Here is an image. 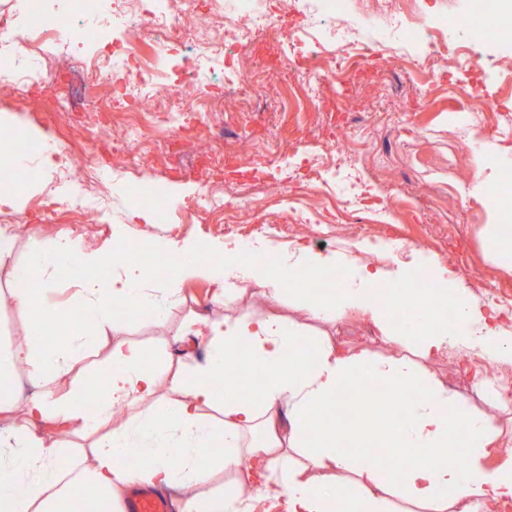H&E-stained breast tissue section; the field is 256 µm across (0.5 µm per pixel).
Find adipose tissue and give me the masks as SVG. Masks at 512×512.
<instances>
[{
	"instance_id": "ef3b65f1",
	"label": "adipose tissue",
	"mask_w": 512,
	"mask_h": 512,
	"mask_svg": "<svg viewBox=\"0 0 512 512\" xmlns=\"http://www.w3.org/2000/svg\"><path fill=\"white\" fill-rule=\"evenodd\" d=\"M125 225H115L114 242L96 251L68 237L33 243L24 266L10 270L11 300L32 331L25 347L0 353V416L8 420L0 443V512H122L136 485L182 493L181 512H237L233 495L204 491L212 476L238 472L239 486L263 484L286 493L289 512H397L396 502L421 512H506L512 507V458H502L496 414L472 407L430 365L452 349L512 368V330L495 310L476 303L463 281L448 275L432 255L419 252L407 263L383 269L338 255L307 250L279 254L277 271L251 250H227L217 242L165 239L159 252L179 255L165 277L132 261L120 246ZM82 274L80 301L95 331L69 330L65 340L46 342L40 323L57 312L49 302L63 267ZM88 267L107 269V279L84 276ZM343 268L336 287L321 288L328 273ZM203 279L226 290L239 284L291 293L298 319L279 316L193 321V335L207 339L204 362L176 373L137 343L116 341L112 373L87 412V388L71 374L75 359L114 326L115 310L126 321L152 310L164 321L168 303L183 284ZM411 310L395 323L392 311ZM354 317L367 322L392 351L344 347L326 336H308L302 319ZM25 365L34 391L21 396L12 370ZM261 369L263 387L253 395L239 384H215L228 370ZM380 382L392 402L389 417L374 416L337 430L320 414L345 386ZM222 406L220 426L208 409ZM132 416L114 423L117 409ZM54 420L92 432L112 430L90 447L76 448L39 432ZM223 454H215L214 446ZM410 456L408 466L393 463ZM464 459V467L451 458Z\"/></svg>"
}]
</instances>
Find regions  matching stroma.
Masks as SVG:
<instances>
[{
	"mask_svg": "<svg viewBox=\"0 0 512 512\" xmlns=\"http://www.w3.org/2000/svg\"><path fill=\"white\" fill-rule=\"evenodd\" d=\"M418 26L448 24L462 39L459 22L466 18L463 0H415ZM394 4L384 0H349V15L362 22L360 43L335 47L340 70L335 82L321 85L308 97L300 76L279 56L274 38L238 37V52L226 55L225 69L277 84L278 93L246 99L212 95L207 107L183 113L179 124L144 114L149 144L121 146L126 114L113 105L106 132L66 139L56 111L64 92L60 83L19 97L0 91V142L16 148L33 138L61 141L65 154L95 155L104 171V208L82 236L86 249L112 240L114 225L127 227L126 245L163 238L205 239L234 248L240 240L263 233L277 255L298 248L324 254L357 255L359 244H376L367 256L377 266L391 265L386 246L393 240L415 243L432 253L452 277L462 278L474 300L512 316V273L487 261L483 235L487 225L503 220L470 190L476 179L500 178L489 155L512 151V58L508 47L473 46L468 62H448L427 71L408 68L386 56L383 32ZM496 99L498 109L478 108L474 94ZM269 155L270 164L242 174L234 162L240 154ZM360 179L366 204L353 205L344 193L347 181ZM223 196L224 223L196 218L187 205L198 194ZM72 190L60 182L56 166L40 163L36 176L18 173L0 185V215L18 237L14 253L0 261V298L8 297L13 267L23 265L32 242L61 232L62 225L81 223L71 213ZM54 198L56 214L44 213L40 202ZM154 214L145 223L144 214ZM415 248V249H416ZM215 285L186 283L169 306L165 321L142 314L123 324L118 335H103L75 370L83 381L105 383L113 339L144 344L170 368L181 365L182 353L204 361L206 344L186 334V320L227 314L291 316L288 294L272 299L246 287L242 297L226 305L214 298ZM311 332L338 342L362 344L374 354H389L367 325L357 320L323 323L307 320Z\"/></svg>",
	"mask_w": 512,
	"mask_h": 512,
	"instance_id": "35a3bbf8",
	"label": "stroma"
}]
</instances>
